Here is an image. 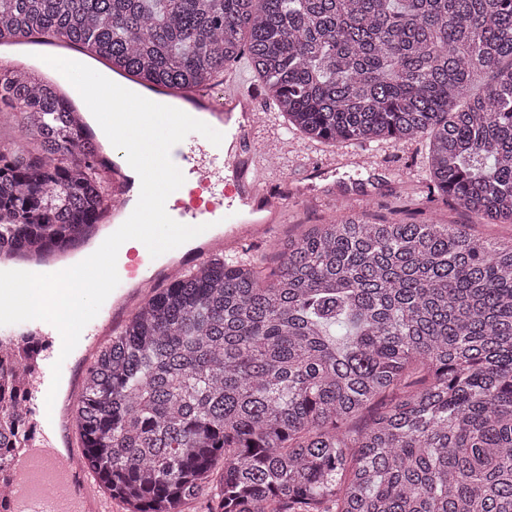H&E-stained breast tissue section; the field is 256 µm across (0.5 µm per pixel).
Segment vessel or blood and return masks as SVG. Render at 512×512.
<instances>
[{"label":"vessel or blood","instance_id":"vessel-or-blood-1","mask_svg":"<svg viewBox=\"0 0 512 512\" xmlns=\"http://www.w3.org/2000/svg\"><path fill=\"white\" fill-rule=\"evenodd\" d=\"M177 94L203 122L223 135L222 145L216 146L192 133L170 151L183 175L195 177L197 188L190 200L178 198L167 204L169 216L187 225L217 223L224 227L217 234H201L199 245L186 256L191 262L210 257L225 244L237 245L263 234V227L251 225L250 217L269 210L270 204L259 177L257 149L248 138L253 127L250 116L256 110L253 90L227 78L219 84L183 87ZM102 164L112 194L102 209L99 226L92 230L96 236L105 225L122 224L135 208L124 152L111 150L103 156ZM87 251L81 242L46 252L2 251L0 263L24 264L54 273L68 268L74 254ZM123 269L112 292L114 304L99 312L81 333L84 357H91L113 328L131 315L133 305L142 298L143 287H159L182 271L181 266L161 264L147 253L124 264ZM54 361V355L44 356L27 387L26 408L35 412L45 408ZM57 440L58 431L52 426L41 431L37 446L14 453L6 468L8 480L0 486V498L6 499L10 512H106L104 503L91 495L93 485L88 474L77 466L76 448L60 455Z\"/></svg>","mask_w":512,"mask_h":512}]
</instances>
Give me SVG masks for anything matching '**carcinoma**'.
<instances>
[{"label":"carcinoma","mask_w":512,"mask_h":512,"mask_svg":"<svg viewBox=\"0 0 512 512\" xmlns=\"http://www.w3.org/2000/svg\"><path fill=\"white\" fill-rule=\"evenodd\" d=\"M62 38L145 87L247 55L287 127L429 138L430 196L512 223V0H0V45ZM487 77L483 92L472 84ZM34 63L0 68V250L83 238L102 140ZM0 347V469L33 426ZM89 469L131 512H512V241L340 215L277 267L218 254L155 292L87 370ZM23 136L22 118L15 112H0V144L10 147ZM224 472V460L218 458L213 466L210 483L205 494L199 495L196 498L186 502L182 506V512H210L215 506L213 494L216 492V487L219 483Z\"/></svg>","instance_id":"carcinoma-1"}]
</instances>
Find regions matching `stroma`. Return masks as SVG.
Masks as SVG:
<instances>
[{"mask_svg": "<svg viewBox=\"0 0 512 512\" xmlns=\"http://www.w3.org/2000/svg\"><path fill=\"white\" fill-rule=\"evenodd\" d=\"M256 106L263 119L250 132L261 156L274 157L276 167L264 174L268 190L287 197L272 230L250 254L274 268L273 247L278 240L297 235L333 218L352 205L372 220H431L464 224L496 242L512 240V224H483L463 209L437 200L426 202L430 174L428 140L395 143L328 144L286 132L282 115L257 93Z\"/></svg>", "mask_w": 512, "mask_h": 512, "instance_id": "obj_1", "label": "stroma"}]
</instances>
